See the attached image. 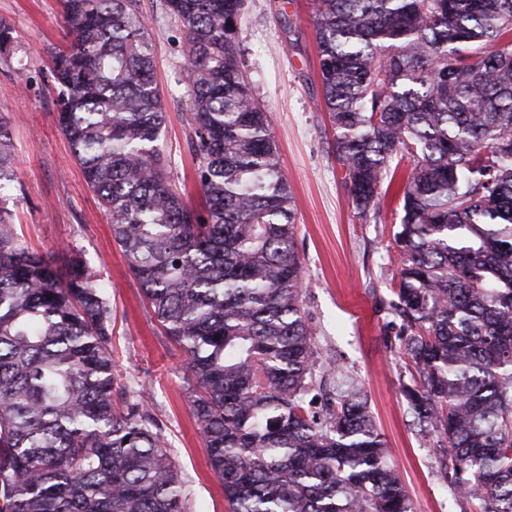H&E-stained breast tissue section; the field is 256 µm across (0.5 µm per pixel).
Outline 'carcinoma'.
I'll return each instance as SVG.
<instances>
[{"mask_svg":"<svg viewBox=\"0 0 512 512\" xmlns=\"http://www.w3.org/2000/svg\"><path fill=\"white\" fill-rule=\"evenodd\" d=\"M243 0H164L183 27L204 207L163 157L140 0H62L59 124L162 335L229 512H414L367 398L319 410L294 197L237 51ZM322 85L357 217L401 162L391 314L418 374L403 395L440 466L483 512H512V0H310ZM0 115V512H186L162 425L115 403L112 314L83 260L20 241ZM453 468H448L446 458Z\"/></svg>","mask_w":512,"mask_h":512,"instance_id":"1","label":"carcinoma"}]
</instances>
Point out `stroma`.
Returning a JSON list of instances; mask_svg holds the SVG:
<instances>
[{
	"instance_id": "obj_1",
	"label": "stroma",
	"mask_w": 512,
	"mask_h": 512,
	"mask_svg": "<svg viewBox=\"0 0 512 512\" xmlns=\"http://www.w3.org/2000/svg\"><path fill=\"white\" fill-rule=\"evenodd\" d=\"M153 39L155 78L166 113L168 173L192 204L202 194L189 145L187 72L181 26L161 0H141ZM15 49L0 55V114L11 120L17 180L9 206L31 249L65 263L78 253L112 308L116 391L143 396L162 424L183 481L188 512H227L191 412L185 355L161 335L141 289L61 132L49 54L69 41L60 0H0ZM240 55L247 80L270 116L297 208L296 245L304 265L302 299L315 328V377L329 392L359 386L415 512H481L450 489L434 442L412 425L401 387L412 364L400 354L387 310L401 257L393 235L400 196L389 190L380 220L357 218L330 144L309 0H244Z\"/></svg>"
}]
</instances>
